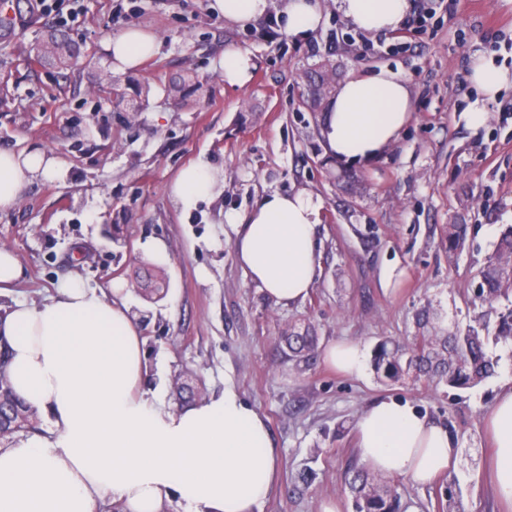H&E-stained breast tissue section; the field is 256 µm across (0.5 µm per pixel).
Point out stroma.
<instances>
[{
	"label": "stroma",
	"mask_w": 512,
	"mask_h": 512,
	"mask_svg": "<svg viewBox=\"0 0 512 512\" xmlns=\"http://www.w3.org/2000/svg\"><path fill=\"white\" fill-rule=\"evenodd\" d=\"M307 39L270 34L284 0L241 28L212 14L208 0H77L74 20L32 11L0 29V149L53 152L60 165L0 211V247L24 277L0 307L41 305L66 280L124 287L145 339L143 390L171 409L232 385L267 421L278 474L260 512H355L347 482L362 466L354 426L375 400L410 402L459 440L456 469L421 486L398 478L401 502L419 512H496L483 464L491 445L485 413L512 380V339L489 340L494 376L466 389L392 383L373 368L345 376L321 356L346 337L373 351L386 336L416 334L430 305L466 327L482 306L474 291L495 244L512 225V86L472 128L467 109L475 56L512 68V0H444L420 27L369 35L334 0ZM153 34L157 55L116 72L105 42L129 28ZM80 51L60 63L49 33ZM248 51L242 86L225 82L224 51ZM386 65L405 70L414 112L399 140L368 166L327 154L320 125L337 87ZM138 111L127 103L137 89ZM223 169L212 198L183 210L170 195L178 172L197 161ZM269 191H305L323 201L318 265L308 296L276 304L247 277L225 212H249ZM114 225L117 240L103 238ZM468 227L448 256V227ZM165 243V255L146 251ZM310 333L319 353L288 358L286 337Z\"/></svg>",
	"instance_id": "obj_1"
}]
</instances>
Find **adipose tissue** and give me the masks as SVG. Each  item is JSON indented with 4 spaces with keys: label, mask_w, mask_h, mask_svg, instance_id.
<instances>
[{
    "label": "adipose tissue",
    "mask_w": 512,
    "mask_h": 512,
    "mask_svg": "<svg viewBox=\"0 0 512 512\" xmlns=\"http://www.w3.org/2000/svg\"><path fill=\"white\" fill-rule=\"evenodd\" d=\"M336 2L368 34L396 30L412 9L411 0ZM277 19L288 36L304 39L320 26L322 5L287 0ZM104 48L125 71L153 56L158 42L130 28ZM470 80L480 95L468 121L478 128L488 119L487 101L512 85V70L478 57ZM413 111L405 72L379 66L339 85L321 134L336 159L368 163L398 140ZM57 166L43 151L0 150V210ZM218 176L210 164L189 165L171 195L193 208L214 194ZM322 208L311 194L272 191L249 213L224 215L238 227V264L277 304L304 300L314 284ZM1 345L13 390L51 428L0 448V512H97L107 496L122 512H162L174 494L183 512H257L270 491L277 473L270 431L234 388L182 411L159 393L141 392L144 340L121 288L107 294L74 279L40 306L15 303L0 315ZM484 422L494 448L493 487L512 512V386ZM355 434L364 463L385 476L425 485L457 466V437L406 401H374Z\"/></svg>",
    "instance_id": "adipose-tissue-1"
}]
</instances>
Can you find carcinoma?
Instances as JSON below:
<instances>
[{
	"label": "carcinoma",
	"instance_id": "cac0c4a2",
	"mask_svg": "<svg viewBox=\"0 0 512 512\" xmlns=\"http://www.w3.org/2000/svg\"><path fill=\"white\" fill-rule=\"evenodd\" d=\"M467 225H448V255L464 245ZM512 260V227L502 232L495 257L481 270L479 299L488 307L512 294V280L500 274L499 267ZM438 312L424 306L415 313L418 335L404 345L392 340L380 341L374 349V369L378 376L391 382L429 381L467 388L494 375L497 361L486 352L488 323L485 316L474 319L466 329L447 330L439 334ZM289 356L304 358L315 348L316 337L296 334L287 337ZM0 403L12 417L14 432L27 431L34 412L12 391L8 382L0 387ZM355 512H400L397 484L366 468L354 471L349 481Z\"/></svg>",
	"mask_w": 512,
	"mask_h": 512
}]
</instances>
